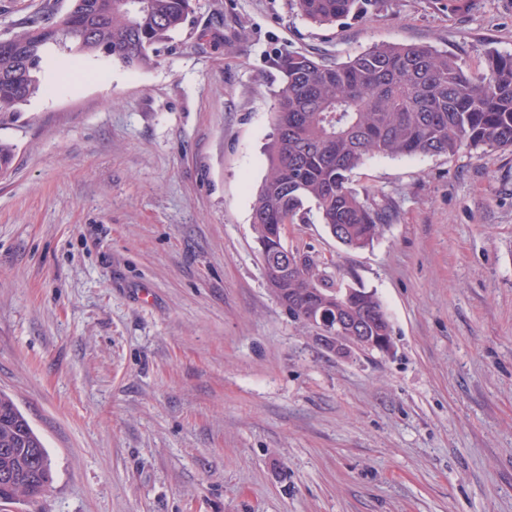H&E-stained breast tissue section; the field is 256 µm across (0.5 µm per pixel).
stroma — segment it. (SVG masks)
<instances>
[{
    "mask_svg": "<svg viewBox=\"0 0 512 512\" xmlns=\"http://www.w3.org/2000/svg\"><path fill=\"white\" fill-rule=\"evenodd\" d=\"M70 0H0V38ZM421 44L476 73L512 0H193L149 69L90 63L0 125V391L53 481L4 512H512V150L367 159L373 243L284 244L372 291L389 354L341 358L270 288L252 224L279 58ZM302 17L319 24H333L362 7L361 0H294Z\"/></svg>",
    "mask_w": 512,
    "mask_h": 512,
    "instance_id": "stroma-1",
    "label": "stroma"
}]
</instances>
